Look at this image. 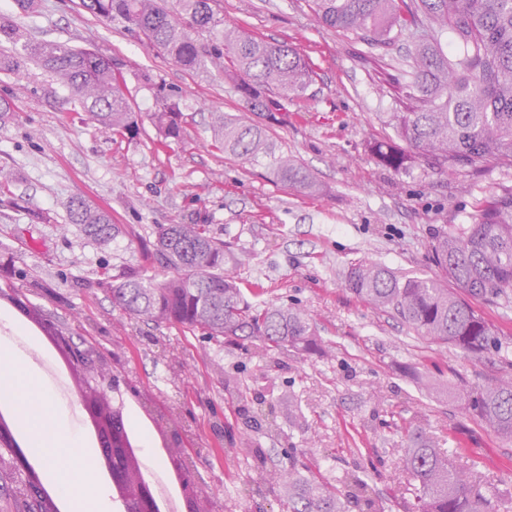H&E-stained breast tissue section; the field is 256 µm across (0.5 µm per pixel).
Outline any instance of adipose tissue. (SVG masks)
Segmentation results:
<instances>
[{
	"label": "adipose tissue",
	"instance_id": "obj_1",
	"mask_svg": "<svg viewBox=\"0 0 512 512\" xmlns=\"http://www.w3.org/2000/svg\"><path fill=\"white\" fill-rule=\"evenodd\" d=\"M13 370L0 377V397L7 399L24 431L37 432L36 448L46 465L48 479L67 488L69 512H123L93 468L91 452L72 428L51 390L38 383L36 370L25 358L13 356Z\"/></svg>",
	"mask_w": 512,
	"mask_h": 512
}]
</instances>
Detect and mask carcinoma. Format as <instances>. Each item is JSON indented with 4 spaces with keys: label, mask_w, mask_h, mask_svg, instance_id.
<instances>
[{
    "label": "carcinoma",
    "mask_w": 512,
    "mask_h": 512,
    "mask_svg": "<svg viewBox=\"0 0 512 512\" xmlns=\"http://www.w3.org/2000/svg\"><path fill=\"white\" fill-rule=\"evenodd\" d=\"M213 0H82L84 8L110 20L116 16L177 64L197 69L212 64L232 83L248 111L269 123L288 121L283 102L304 95L314 71L297 48L224 27ZM320 23L346 32L376 52L409 34L415 42L409 68L386 73L400 111L388 113L394 137L378 143L375 155L402 170L424 158L439 168L482 170L512 167V0H313ZM210 34L198 43L190 31ZM448 33L454 48L445 52ZM33 63L51 74L83 107L87 120L112 135L133 136L138 113L123 92L124 77L111 60L89 48L36 40L11 17L0 15V74L26 77ZM153 90V122L162 142L178 141L182 112L176 92L143 73ZM216 148L251 163L265 164L284 185L311 190L313 177L276 149L266 125L223 115L214 125ZM69 224L104 244L118 233L110 213L75 198ZM433 258L443 279L399 276L372 264H355L349 289L372 306L393 311L418 334L441 345L483 354L495 347L494 330L465 297L489 304L512 298V186L488 200L473 224L437 230ZM224 242L201 224H160L154 260L163 277L129 270L97 282L113 307L154 324L201 328L210 338H241L265 354L316 352L320 346L308 316L296 308L255 306L224 268ZM453 285V292L448 285ZM473 416L512 440V380L465 391ZM405 467L418 485L417 512H496L491 483L465 476L421 429L410 436ZM288 488L287 512H375L367 484L327 486L315 475L288 472L275 480Z\"/></svg>",
    "instance_id": "carcinoma-1"
}]
</instances>
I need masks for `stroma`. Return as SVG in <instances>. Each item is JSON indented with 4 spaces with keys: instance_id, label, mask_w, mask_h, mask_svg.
<instances>
[{
    "instance_id": "stroma-1",
    "label": "stroma",
    "mask_w": 512,
    "mask_h": 512,
    "mask_svg": "<svg viewBox=\"0 0 512 512\" xmlns=\"http://www.w3.org/2000/svg\"><path fill=\"white\" fill-rule=\"evenodd\" d=\"M218 3L225 27L288 42L311 60L312 85L269 133L309 170L316 190L284 187L266 165L213 148L212 114L256 119L218 71L178 65L124 20L99 18L80 0H42L21 24L39 40L94 44L118 63L140 129L132 137L99 133L37 67L21 82L0 75V96L16 104L14 118L0 124V166L15 174L0 187V316L26 334L25 354L46 352L44 333L11 301L23 293L32 310L106 359L115 375L103 384L110 397L130 399L135 388L175 412L177 423L158 426L133 408L125 422L156 448L190 450L197 485L218 512H286L257 491L259 450L268 469L308 462L333 485L364 480L382 512H414L403 460L417 426L459 470L499 489L497 512H512V441L472 417L459 396L463 385L512 377V302L472 300L499 344L472 355L435 345L346 286L349 268L362 262L440 277L435 231L474 223L486 201L512 186V168L450 173L424 160L383 167L372 147L390 138L387 115L396 106L362 43L321 26L312 0ZM144 72L181 98L183 136L165 147ZM76 197L109 210L120 234L100 245L69 228ZM36 212L43 221L33 220ZM160 224L207 225L244 256L234 274L246 299L305 310L321 351L268 358L247 340L125 318L96 281L131 268L157 274L151 251ZM17 268L29 287L15 279ZM245 407L260 428L244 427Z\"/></svg>"
}]
</instances>
